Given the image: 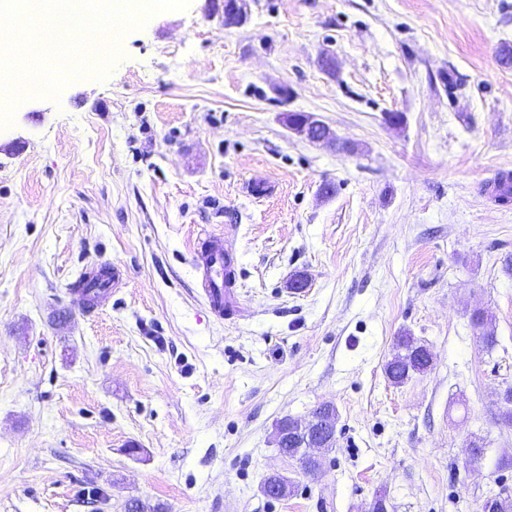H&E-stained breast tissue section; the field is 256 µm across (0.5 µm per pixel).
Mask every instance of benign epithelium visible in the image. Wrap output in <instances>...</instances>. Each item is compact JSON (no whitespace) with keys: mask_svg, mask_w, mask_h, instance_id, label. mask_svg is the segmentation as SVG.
I'll return each mask as SVG.
<instances>
[{"mask_svg":"<svg viewBox=\"0 0 512 512\" xmlns=\"http://www.w3.org/2000/svg\"><path fill=\"white\" fill-rule=\"evenodd\" d=\"M251 0H225L222 5L224 27L242 25L250 14ZM338 413L332 404L318 406L307 418L288 417L278 421L273 431V443L279 455L294 460L300 466H315L320 469L322 454L336 447V425ZM261 491L269 499H283L292 492L288 479L271 473L263 481ZM512 497L501 492L491 494L485 502V512H502Z\"/></svg>","mask_w":512,"mask_h":512,"instance_id":"1","label":"benign epithelium"}]
</instances>
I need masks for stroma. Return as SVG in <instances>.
Instances as JSON below:
<instances>
[{"label":"stroma","instance_id":"35a3bbf8","mask_svg":"<svg viewBox=\"0 0 512 512\" xmlns=\"http://www.w3.org/2000/svg\"><path fill=\"white\" fill-rule=\"evenodd\" d=\"M217 2L153 14L104 78L0 129V512H480L512 494V207L482 192L512 172V0H253L231 29ZM115 267L77 308L72 283ZM404 332L433 363L396 385ZM324 402L338 442L312 476L273 427ZM273 470L288 498L261 494ZM201 261L206 286L205 302L214 315L223 318L224 312L230 307L226 279L233 272L234 258L221 245L210 244ZM471 322L481 332L480 343L486 350H492L496 344L497 339L494 335L493 328H490L491 319L486 311L482 309H475L471 313Z\"/></svg>","mask_w":512,"mask_h":512}]
</instances>
